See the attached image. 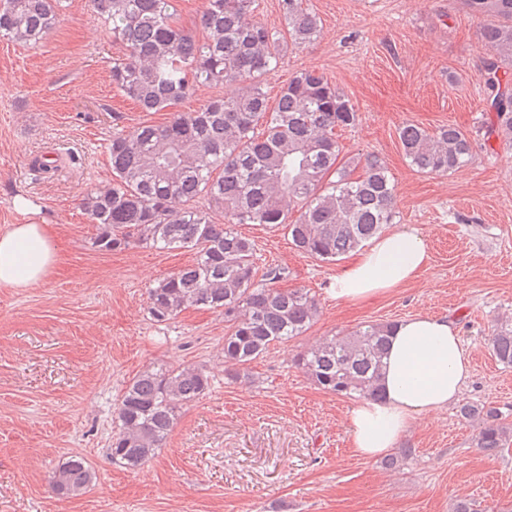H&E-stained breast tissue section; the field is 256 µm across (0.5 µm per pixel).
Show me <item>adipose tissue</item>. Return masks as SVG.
<instances>
[{"label": "adipose tissue", "mask_w": 512, "mask_h": 512, "mask_svg": "<svg viewBox=\"0 0 512 512\" xmlns=\"http://www.w3.org/2000/svg\"><path fill=\"white\" fill-rule=\"evenodd\" d=\"M56 256L57 244L47 225L10 226L0 232V286L41 284ZM428 261L420 235L395 229L341 267L331 291L350 302L382 297L420 277ZM384 363L381 397L359 400L346 413L351 446L367 459L393 448L413 421L437 418L459 398L471 374L469 354L455 326L428 314L396 323Z\"/></svg>", "instance_id": "adipose-tissue-1"}]
</instances>
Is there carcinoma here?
Instances as JSON below:
<instances>
[{
	"mask_svg": "<svg viewBox=\"0 0 512 512\" xmlns=\"http://www.w3.org/2000/svg\"><path fill=\"white\" fill-rule=\"evenodd\" d=\"M66 0H0V38L35 49L58 23ZM112 41V85L143 112L172 111L162 124L116 132L108 145L111 181L83 196L82 214L96 226L100 251L147 246L185 250L189 264L148 289L157 323L183 312L224 315V376L251 378V365L272 346L298 340L318 315L311 292L278 286L284 272L256 278V243L238 224H264L287 234L299 251L334 263L394 223L395 184L375 153L342 154L336 129L356 125L358 110L323 74L302 70L269 109L264 80L287 49L320 36L308 0H279L284 28L256 20L258 0H206L199 38L177 21L173 0H90ZM484 19L481 59L493 116L468 131L399 128L405 157L420 172L452 174L468 166L473 145L495 137L512 142V0H463ZM200 86L227 93L192 112L174 108ZM224 217V223L216 216ZM392 324L367 322L307 344L294 363L324 391L344 398L380 397ZM490 348L512 368V317L494 320ZM213 376L203 365L156 363L129 380L112 419L110 458L126 470L150 462L173 432L181 411L202 398ZM476 445L494 453L512 446V428L495 407L464 404ZM94 474L70 456L55 470L56 494L81 495Z\"/></svg>",
	"mask_w": 512,
	"mask_h": 512,
	"instance_id": "carcinoma-1",
	"label": "carcinoma"
}]
</instances>
